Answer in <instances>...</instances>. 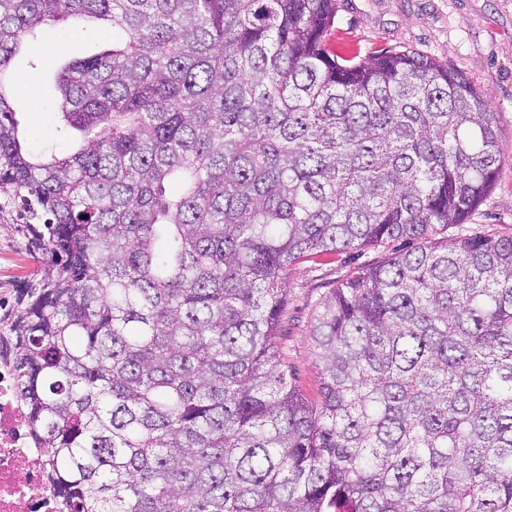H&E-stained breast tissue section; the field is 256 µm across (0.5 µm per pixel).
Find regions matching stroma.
Listing matches in <instances>:
<instances>
[{
	"label": "stroma",
	"mask_w": 512,
	"mask_h": 512,
	"mask_svg": "<svg viewBox=\"0 0 512 512\" xmlns=\"http://www.w3.org/2000/svg\"><path fill=\"white\" fill-rule=\"evenodd\" d=\"M109 37V32L65 21L27 43L15 63L14 110L31 149L66 150L54 133L52 74L63 61L93 52ZM329 42L339 55L358 60L379 50H412L463 73L485 92L503 162L483 203L442 236H512V0H336V28ZM24 233L18 212L0 216L1 288L19 287L39 267L25 248ZM399 248L392 242L318 253L291 266L281 343L294 382L308 398H318L321 384L311 336L320 299L338 281L382 263Z\"/></svg>",
	"instance_id": "stroma-1"
}]
</instances>
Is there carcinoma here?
<instances>
[{
    "label": "carcinoma",
    "mask_w": 512,
    "mask_h": 512,
    "mask_svg": "<svg viewBox=\"0 0 512 512\" xmlns=\"http://www.w3.org/2000/svg\"><path fill=\"white\" fill-rule=\"evenodd\" d=\"M112 27L55 76L66 152L30 151L15 57ZM336 0H0V213L42 267L0 336L69 512H512V236L464 223L494 113L413 51L332 54ZM416 245L279 339L290 267Z\"/></svg>",
    "instance_id": "1"
}]
</instances>
